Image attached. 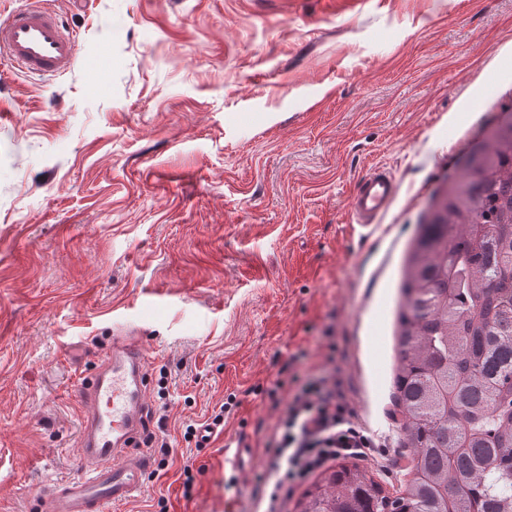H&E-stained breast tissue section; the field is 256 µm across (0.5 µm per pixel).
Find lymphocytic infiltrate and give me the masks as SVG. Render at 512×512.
I'll return each mask as SVG.
<instances>
[{
    "mask_svg": "<svg viewBox=\"0 0 512 512\" xmlns=\"http://www.w3.org/2000/svg\"><path fill=\"white\" fill-rule=\"evenodd\" d=\"M271 445L274 449L266 512H277L293 487L327 462L343 455L373 452L368 430L351 421L336 400V388L314 377L295 394L286 408Z\"/></svg>",
    "mask_w": 512,
    "mask_h": 512,
    "instance_id": "obj_1",
    "label": "lymphocytic infiltrate"
}]
</instances>
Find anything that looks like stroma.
Wrapping results in <instances>:
<instances>
[{"label":"stroma","instance_id":"1","mask_svg":"<svg viewBox=\"0 0 512 512\" xmlns=\"http://www.w3.org/2000/svg\"><path fill=\"white\" fill-rule=\"evenodd\" d=\"M66 74L0 60V512L87 470L74 395L114 338L151 360L165 475L116 512H258L268 441L312 376L385 456L408 251L512 110V0H54ZM399 190L375 230L350 200ZM223 411L250 453L184 437ZM195 477L184 493V466ZM398 192V183L394 174L385 168H376L362 183L351 198L352 213L366 224H356L360 229L372 231L373 223L390 206Z\"/></svg>","mask_w":512,"mask_h":512}]
</instances>
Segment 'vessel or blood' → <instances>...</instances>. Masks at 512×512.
Wrapping results in <instances>:
<instances>
[{
	"mask_svg": "<svg viewBox=\"0 0 512 512\" xmlns=\"http://www.w3.org/2000/svg\"><path fill=\"white\" fill-rule=\"evenodd\" d=\"M78 38L68 30L50 0L29 4L0 19V58L31 75H59L77 58ZM398 192L394 174L377 168L350 201L366 230L390 206ZM150 362L139 337L113 343L107 359L76 385L85 409L79 448L90 471L36 498L38 512H104L132 501L152 468L142 446L147 426Z\"/></svg>",
	"mask_w": 512,
	"mask_h": 512,
	"instance_id": "obj_1",
	"label": "vessel or blood"
}]
</instances>
